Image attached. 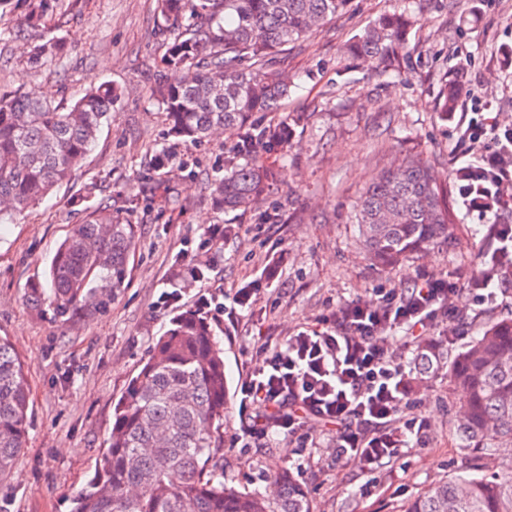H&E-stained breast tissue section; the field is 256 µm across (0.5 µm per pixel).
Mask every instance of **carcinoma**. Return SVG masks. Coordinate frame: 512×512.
<instances>
[{
    "mask_svg": "<svg viewBox=\"0 0 512 512\" xmlns=\"http://www.w3.org/2000/svg\"><path fill=\"white\" fill-rule=\"evenodd\" d=\"M350 0H156L174 32L161 59L164 68L187 74L160 83L152 94L164 107L173 142L154 157L135 185L133 201L149 206L157 173L176 160L182 143L211 138L224 127L239 130L234 156L204 175L179 161L192 181L204 178L222 210H248L276 180L275 169L253 160L259 152L283 150L291 125L302 114L276 124H259V112H274L288 95V73L279 55L318 28L343 15ZM48 0H28L26 27L12 38L28 44V63L62 59L65 43L51 38L28 42ZM412 12L384 14L345 46V53L398 75L406 57ZM462 92L450 77L439 110L453 111ZM120 91L91 85L70 105H55L34 90L0 88V212L15 216L46 197L83 162ZM458 170L451 182L418 156H401L371 179L353 211L352 223L368 258L395 264L455 240L453 191L467 183ZM49 270L47 284H35L30 299L49 296L62 316L85 314L87 304L104 313L126 288L128 263L137 244L136 224L101 201L83 208ZM496 232L484 241L485 268L470 281L480 291L490 281L512 285V262L491 260ZM420 344L419 374L448 366V381L462 388L456 434L464 448L482 450L489 475L432 483L401 512H512V317L488 321L480 336L445 358ZM229 396L223 350L211 318L200 308L175 312L114 407L107 447L93 475L73 497L72 512H311L305 488L281 469L272 495L240 491L215 479L209 464L224 447ZM29 390L24 365L0 337V476L8 474L25 447Z\"/></svg>",
    "mask_w": 512,
    "mask_h": 512,
    "instance_id": "cac0c4a2",
    "label": "carcinoma"
}]
</instances>
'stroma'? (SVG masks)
I'll list each match as a JSON object with an SVG mask.
<instances>
[{"instance_id": "1", "label": "stroma", "mask_w": 512, "mask_h": 512, "mask_svg": "<svg viewBox=\"0 0 512 512\" xmlns=\"http://www.w3.org/2000/svg\"><path fill=\"white\" fill-rule=\"evenodd\" d=\"M35 42L67 43L66 56L32 67L12 32L24 7L0 8V87L39 90L68 105L90 82L122 88L112 119L71 179L27 215L0 218V336L25 365L30 385L26 446L10 476L0 479V512H70L71 499L92 475L112 428L113 403L147 358L176 310L205 307L224 350L230 404L215 477L240 490L266 492L273 472L289 468L307 489L313 512H401L432 482L478 474L481 461L461 447L455 408L462 397L446 370L416 378L411 405L397 416L427 418L425 438L409 440L391 459L364 467L334 457L335 431L315 428L288 440L271 432L261 444L241 440L248 419L241 385L284 337L334 318L340 306L368 301L423 278L454 284L453 314L429 339L462 347L488 317L512 316V288L480 303L469 282L481 266L491 225L512 211L483 214L457 208L456 245L432 248L383 271L364 258L350 215L367 182L396 155L423 156L444 177L465 163L459 116L442 118L435 104L445 77L463 73L469 92L512 122V0H351L335 22L289 46L283 64L292 81L275 114L259 122L308 113L284 152L260 155L278 177L253 210L218 209L197 182L177 170L163 177L153 208L132 220L138 244L128 285L95 318L59 317L50 302L32 304L31 285L44 281L51 260L81 211L87 186L113 210L129 207L137 173L168 144L161 104L151 89L163 76L165 22L155 0H49ZM410 6L417 22L401 76L348 56L345 45L370 21ZM237 130L181 151L198 170L231 156ZM272 214L274 222L263 219ZM231 225L220 249L206 248L208 231ZM207 277L187 283L177 270L198 262Z\"/></svg>"}]
</instances>
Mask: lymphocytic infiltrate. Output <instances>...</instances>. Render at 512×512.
Wrapping results in <instances>:
<instances>
[{
	"mask_svg": "<svg viewBox=\"0 0 512 512\" xmlns=\"http://www.w3.org/2000/svg\"><path fill=\"white\" fill-rule=\"evenodd\" d=\"M470 102L460 140L485 148L470 165L474 179L458 194L465 207L496 213L512 207V125L491 117L480 98ZM451 293L447 280L423 279L345 305L333 320L289 337L241 386L244 401L257 408L246 436L261 440L275 429L292 438L314 418L335 428L337 459L371 465L394 457L405 445L394 421L407 392L397 355L435 328Z\"/></svg>",
	"mask_w": 512,
	"mask_h": 512,
	"instance_id": "obj_1",
	"label": "lymphocytic infiltrate"
}]
</instances>
